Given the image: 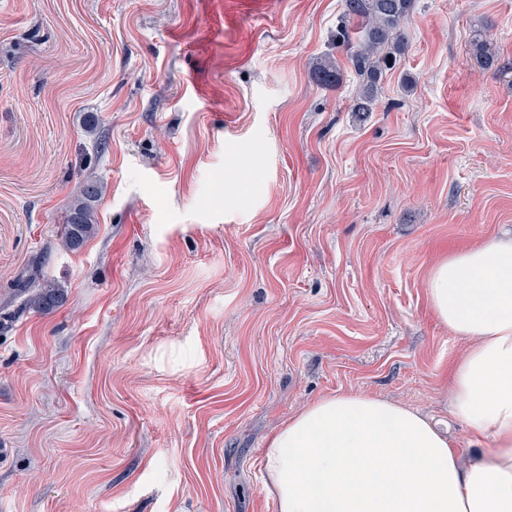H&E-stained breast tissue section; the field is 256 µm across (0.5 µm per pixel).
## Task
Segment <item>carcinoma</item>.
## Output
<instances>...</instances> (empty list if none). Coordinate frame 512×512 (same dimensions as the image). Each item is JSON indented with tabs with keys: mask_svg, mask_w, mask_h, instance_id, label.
I'll return each instance as SVG.
<instances>
[{
	"mask_svg": "<svg viewBox=\"0 0 512 512\" xmlns=\"http://www.w3.org/2000/svg\"><path fill=\"white\" fill-rule=\"evenodd\" d=\"M414 6L415 0H344L338 40L351 71L359 78V87L350 105V111L357 116L365 117L374 110L381 79L404 53V26ZM469 54L481 69L499 65L496 46L479 33L470 39ZM311 78L322 87H333L340 82V66L334 57L325 55L313 64ZM97 196V185L87 184L81 196L73 200L62 238L67 249H80L92 235L91 201ZM18 292L29 294V301L43 311L64 300V289L56 281L35 274L20 285Z\"/></svg>",
	"mask_w": 512,
	"mask_h": 512,
	"instance_id": "carcinoma-1",
	"label": "carcinoma"
}]
</instances>
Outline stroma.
<instances>
[{
	"instance_id": "stroma-1",
	"label": "stroma",
	"mask_w": 512,
	"mask_h": 512,
	"mask_svg": "<svg viewBox=\"0 0 512 512\" xmlns=\"http://www.w3.org/2000/svg\"><path fill=\"white\" fill-rule=\"evenodd\" d=\"M342 0H0V512H275L266 436L354 391L469 433L429 269L512 230V0H416L357 121ZM501 68H479L473 34ZM341 63L337 86L310 77ZM100 195L64 249L71 200ZM66 289L42 312L33 264ZM311 78L317 85L333 87L340 82V66L333 56L320 57L312 66ZM96 184H87L82 190L81 197L73 200L70 207L68 224H65L63 245L71 251L80 249L94 230V214L90 202L98 196Z\"/></svg>"
}]
</instances>
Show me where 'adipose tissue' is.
Returning <instances> with one entry per match:
<instances>
[{
	"mask_svg": "<svg viewBox=\"0 0 512 512\" xmlns=\"http://www.w3.org/2000/svg\"><path fill=\"white\" fill-rule=\"evenodd\" d=\"M426 292L466 344L448 366L449 404L485 449L464 458L404 404L328 395L267 439L259 467L276 512H512V236L449 253Z\"/></svg>",
	"mask_w": 512,
	"mask_h": 512,
	"instance_id": "1",
	"label": "adipose tissue"
}]
</instances>
